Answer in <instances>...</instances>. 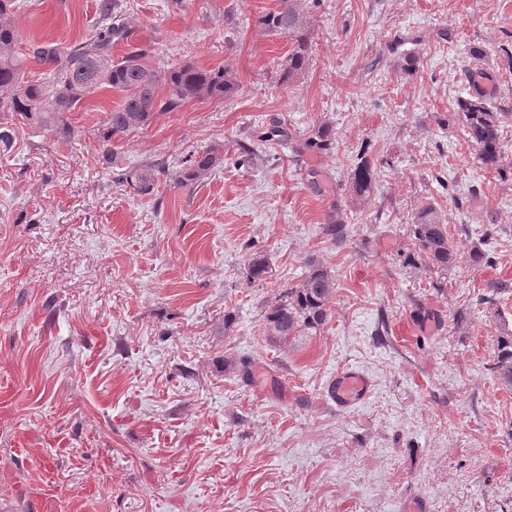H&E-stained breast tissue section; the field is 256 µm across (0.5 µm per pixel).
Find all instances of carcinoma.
I'll list each match as a JSON object with an SVG mask.
<instances>
[{
  "label": "carcinoma",
  "mask_w": 512,
  "mask_h": 512,
  "mask_svg": "<svg viewBox=\"0 0 512 512\" xmlns=\"http://www.w3.org/2000/svg\"><path fill=\"white\" fill-rule=\"evenodd\" d=\"M100 25L81 44L61 49L54 43L29 45L30 56L39 63L52 65L49 73L26 80L20 73L15 49L19 32L6 22L0 23V112H16L28 121L54 123L68 139L79 131L68 125L65 113L102 88L124 92L123 100L107 113L104 132L99 136L103 163L112 162V142L149 125L158 115L173 112L188 100L226 99L237 94L239 85L225 69H204L191 63L161 70L150 62L148 52L139 50L119 60L112 59V48L127 37L120 0H100ZM256 25L268 34L285 35L293 48L278 64L279 82H296L309 65L308 21L300 0H277L276 7L257 16ZM167 89L165 95L159 88ZM509 113L493 106L481 90L456 102L454 117L462 124L467 141L481 164L498 170L504 148L500 128ZM333 127L322 123L313 127L299 150L328 154L334 147ZM222 161L213 149H206L185 161L173 187L185 189L197 184ZM166 174L162 161L141 168H128L116 174V183L139 195L150 194L157 187V176ZM377 188V168L362 156L350 173V191L357 200L372 195ZM413 248L405 255L408 266L424 265L444 276L455 267L458 244L448 236V225L440 222L432 203L418 209L410 224ZM270 274L266 258H249L247 278L261 281ZM336 279L330 270L315 262L299 284L286 289L265 312L266 335L288 345L291 337L303 329H314L327 319V304L335 293ZM493 370L501 384L512 387V332L502 330L496 338Z\"/></svg>",
  "instance_id": "1"
}]
</instances>
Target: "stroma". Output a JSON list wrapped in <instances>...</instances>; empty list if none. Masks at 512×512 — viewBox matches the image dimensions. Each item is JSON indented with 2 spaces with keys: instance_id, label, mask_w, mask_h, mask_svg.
<instances>
[{
  "instance_id": "obj_1",
  "label": "stroma",
  "mask_w": 512,
  "mask_h": 512,
  "mask_svg": "<svg viewBox=\"0 0 512 512\" xmlns=\"http://www.w3.org/2000/svg\"><path fill=\"white\" fill-rule=\"evenodd\" d=\"M99 2L25 0L8 20L23 44L71 47ZM274 4L128 0L113 58L223 68L239 91L114 141L112 164L98 136L119 93L67 113L73 140L0 112V512H32L34 483L52 490L42 512H512V389L490 368L512 329V0H301L311 60L288 87L287 38L256 25ZM481 68L509 114L500 172L451 116ZM275 122L300 139L329 123L334 147L258 141ZM212 146L221 165L171 188ZM362 152L379 183L358 202ZM158 160L152 194L116 183V168ZM429 202L461 254L438 288L402 265ZM332 215L343 240L324 232ZM255 254L271 273L250 283ZM313 259L336 277L328 317L276 345L265 306ZM493 282L508 292L482 303ZM347 367L373 381L351 409L326 394Z\"/></svg>"
}]
</instances>
